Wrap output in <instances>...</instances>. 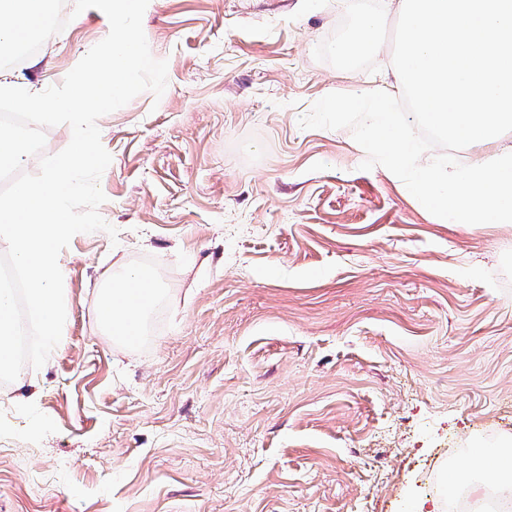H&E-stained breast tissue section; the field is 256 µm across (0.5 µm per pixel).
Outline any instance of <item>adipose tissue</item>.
<instances>
[{
  "label": "adipose tissue",
  "instance_id": "1",
  "mask_svg": "<svg viewBox=\"0 0 512 512\" xmlns=\"http://www.w3.org/2000/svg\"><path fill=\"white\" fill-rule=\"evenodd\" d=\"M160 295L157 284L139 272L108 277L99 290V322L113 338L134 342L149 309Z\"/></svg>",
  "mask_w": 512,
  "mask_h": 512
}]
</instances>
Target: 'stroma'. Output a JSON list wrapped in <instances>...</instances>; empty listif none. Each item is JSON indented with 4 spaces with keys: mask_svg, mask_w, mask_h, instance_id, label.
Wrapping results in <instances>:
<instances>
[{
    "mask_svg": "<svg viewBox=\"0 0 512 512\" xmlns=\"http://www.w3.org/2000/svg\"><path fill=\"white\" fill-rule=\"evenodd\" d=\"M395 5L153 0L167 88L97 121L119 236L72 238L62 345L0 385V512H415L512 441V224L442 222L299 125L390 75ZM108 32L87 9L14 70L60 84ZM141 269L163 294L126 344L97 290ZM377 19L373 16H367L362 19L356 34L348 40L347 45L336 44L333 47L334 53L344 63H347L348 58L374 49L375 41L372 38V33L377 27Z\"/></svg>",
    "mask_w": 512,
    "mask_h": 512,
    "instance_id": "1",
    "label": "stroma"
}]
</instances>
